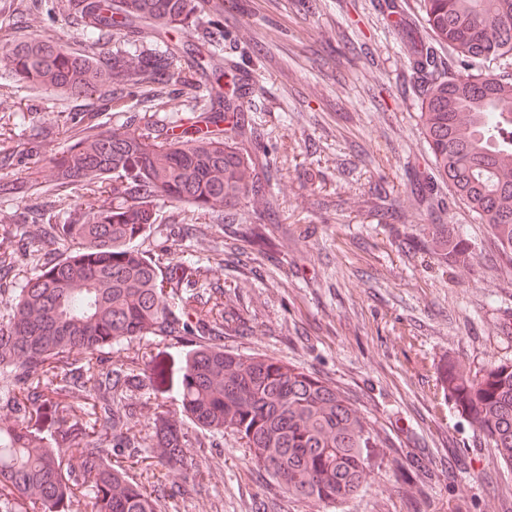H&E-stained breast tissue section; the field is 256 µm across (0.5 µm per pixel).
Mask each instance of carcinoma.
Returning <instances> with one entry per match:
<instances>
[{
  "mask_svg": "<svg viewBox=\"0 0 512 512\" xmlns=\"http://www.w3.org/2000/svg\"><path fill=\"white\" fill-rule=\"evenodd\" d=\"M401 25L404 0H378ZM82 35L112 40L115 15L129 27L184 30L197 19L198 0H67ZM429 39L417 43L408 66L419 88L418 103L434 167L408 171L410 191L428 212L461 203L486 224L500 259L512 264V72L488 77L454 76L484 61L512 58V0H419ZM448 49V57L442 50ZM5 71L34 85L76 97L111 102L138 93L153 108L164 105L173 82L199 97L188 59L177 69L174 52L141 46L136 61L124 51L107 52L105 66L47 40H15L0 59ZM232 122L222 129H196L158 139L119 129L82 133L50 163L56 188L96 186L110 179L116 205L93 216L73 209L67 222L39 214L44 235L77 240L78 250L48 258L43 270L7 301L0 322V368L13 378L7 399L16 415L0 423V512H16L28 499L41 512H162L159 500L112 456L132 458L140 442L124 432L130 410L124 396L177 391L181 418L158 403L148 431L157 466L174 480L197 477L188 419L207 432L231 431L244 440L255 463L289 494L325 504L364 490L371 469L381 465L382 442L335 387L269 357L227 352L201 343L174 356L169 345L183 336H220L237 323L213 311V297L190 290L207 270L178 259L161 267L135 243L155 221L156 200L183 202L224 213L252 195L272 210L251 155L236 146L246 128L232 103ZM448 196H443V187ZM376 222L397 223L395 201L377 187L365 200ZM440 267H470L474 251L459 227L424 229ZM245 249L233 238L229 254L269 247L265 226H255ZM156 346L131 362L107 364L95 355L106 346L142 339ZM442 387L455 407L472 416L488 445L512 464V361L500 360L471 373L448 366ZM89 401V421L74 401Z\"/></svg>",
  "mask_w": 512,
  "mask_h": 512,
  "instance_id": "1",
  "label": "carcinoma"
}]
</instances>
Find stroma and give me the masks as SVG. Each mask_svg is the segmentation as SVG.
<instances>
[{
  "mask_svg": "<svg viewBox=\"0 0 512 512\" xmlns=\"http://www.w3.org/2000/svg\"><path fill=\"white\" fill-rule=\"evenodd\" d=\"M61 0H30L15 35L49 38L105 60L101 44L79 34ZM159 48H198L218 40L223 91L249 81L244 108L255 126L246 147L270 170L275 202L272 245L242 265L225 261L222 216L155 201V224L138 242L145 255L170 261L187 254L207 268L210 287L243 321L218 342L225 351L268 356L336 387L384 439L387 455L364 492L326 505L289 495L251 460L231 432L199 433L193 454L201 491L169 498L167 512H512V467L497 458L471 416L457 412L439 384L446 363L475 371L512 360V265L496 261L485 224L463 205L442 222L463 227L477 254L448 273L409 252L431 216L416 209L405 173L431 169L414 93L399 84L410 46L377 0H211L189 29L164 35L143 29ZM370 48L376 68L359 61ZM88 100L32 88L0 76V249L37 234L15 218L55 188L50 156L66 150ZM203 109L172 85L162 110L130 95L99 111L101 130L132 133L170 121L201 126ZM393 198L401 219L376 223L363 201L375 186ZM112 189L78 185L56 204L88 213L111 207ZM130 434L139 459L126 460L142 481L151 454L147 418L154 399L136 396ZM420 475L403 485L402 472Z\"/></svg>",
  "mask_w": 512,
  "mask_h": 512,
  "instance_id": "stroma-1",
  "label": "stroma"
}]
</instances>
